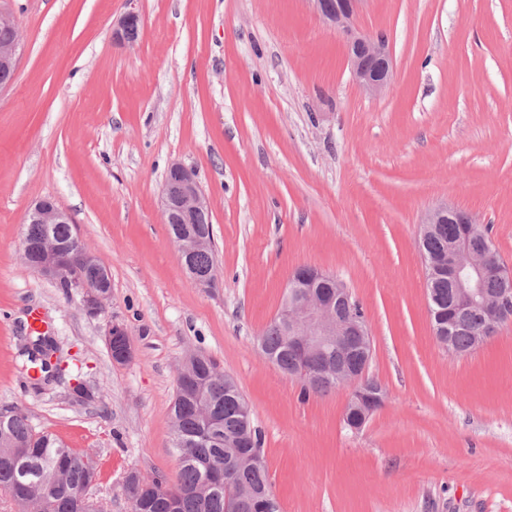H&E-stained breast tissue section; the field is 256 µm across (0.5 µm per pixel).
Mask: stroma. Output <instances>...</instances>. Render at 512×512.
I'll return each instance as SVG.
<instances>
[{
    "label": "stroma",
    "mask_w": 512,
    "mask_h": 512,
    "mask_svg": "<svg viewBox=\"0 0 512 512\" xmlns=\"http://www.w3.org/2000/svg\"><path fill=\"white\" fill-rule=\"evenodd\" d=\"M131 46L112 39L129 7ZM0 0L23 34L0 90V411L90 454L95 496L131 512L129 471L176 481L169 428L185 358H213L262 435L281 512H512V321L448 354L428 313L420 222L436 205L489 227L512 267V0H364L394 76L352 80L307 0ZM209 198L218 285L187 276L163 222L171 164ZM54 197L110 273L105 314L26 267L27 211ZM361 302L385 399L350 430L344 387L303 393L260 355L290 273ZM94 392L32 379V313ZM135 356L114 363L109 322Z\"/></svg>",
    "instance_id": "1"
}]
</instances>
